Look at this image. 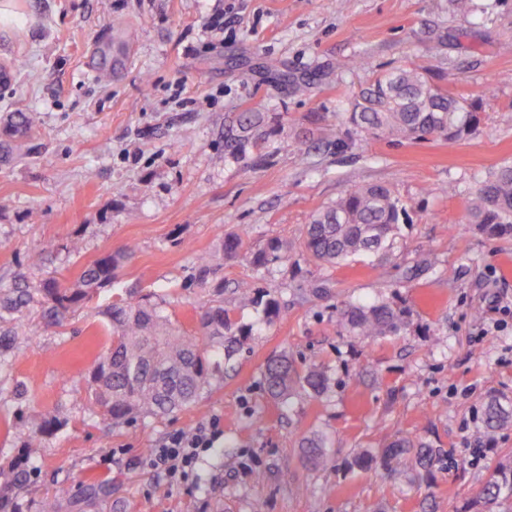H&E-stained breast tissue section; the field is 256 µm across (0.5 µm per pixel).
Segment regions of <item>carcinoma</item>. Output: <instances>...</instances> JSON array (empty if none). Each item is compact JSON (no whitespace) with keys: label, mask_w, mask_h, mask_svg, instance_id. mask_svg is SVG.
<instances>
[{"label":"carcinoma","mask_w":512,"mask_h":512,"mask_svg":"<svg viewBox=\"0 0 512 512\" xmlns=\"http://www.w3.org/2000/svg\"><path fill=\"white\" fill-rule=\"evenodd\" d=\"M478 99L452 96L422 72L398 67L378 72L361 88L347 120L367 135L398 140H423L436 135L454 145L469 135L480 122ZM260 117L242 112L224 128V152L242 154L253 142V130ZM406 208L389 183L355 185L336 201L315 211L306 225L303 252L321 265L334 266L357 256L373 253L382 257L394 245L400 217ZM469 223L493 239L512 237V161L505 160L485 178L475 182L470 192ZM291 245L274 238L267 246L250 254L249 262L266 268L288 258ZM135 253L123 245L85 266L74 288H63L47 280L36 290L24 287L25 275L14 276L13 286L0 290V368L10 365L15 333L23 310L32 303L59 324L81 303L112 285L117 271ZM335 287L329 278H317L300 287L301 297L323 296ZM236 294L242 302H257V287L250 280L238 282ZM199 335L180 330L162 307L151 299L136 303H114L107 312L112 328L106 353L89 367V395L114 425L134 422L147 416H166L186 407L201 408L203 395L211 385L220 362L229 359L249 330L232 319L224 299H208L197 311ZM409 324L403 306L384 299L370 303L348 301L336 308L340 332L362 338H376L399 332ZM266 393L287 405L303 394L321 396L330 385L323 367L312 364L297 368L286 354L268 360L263 371ZM482 424L493 435L512 427V409L490 398L483 410ZM47 427L40 425L24 432L25 448L35 458L43 447ZM409 443L398 440L378 455L380 465L395 471L402 465ZM302 456L312 468L322 466L329 439L313 430L300 441ZM24 473L4 475L6 491L0 494V512H15L13 492ZM512 501V467L494 469L479 496L484 512H505L501 505ZM112 502V482H93L83 496L70 503L74 512L85 507Z\"/></svg>","instance_id":"1"}]
</instances>
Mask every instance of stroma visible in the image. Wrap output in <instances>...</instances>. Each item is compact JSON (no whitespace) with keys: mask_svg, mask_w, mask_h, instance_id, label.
<instances>
[{"mask_svg":"<svg viewBox=\"0 0 512 512\" xmlns=\"http://www.w3.org/2000/svg\"><path fill=\"white\" fill-rule=\"evenodd\" d=\"M463 28L449 0H12L0 25V288L25 273L69 286L83 268L125 244L133 259L112 287L61 324L25 313L15 364L0 376V468L17 464L23 429L48 424L17 499L39 512L111 479L112 512H462L476 506L490 471L512 460V428L483 434L489 398L512 404V242L467 219L469 189L512 160V0H473ZM223 14V29L211 28ZM125 21L128 56L106 55L111 21ZM98 51L108 81L87 74ZM429 71L449 93L481 96L479 125L458 145L431 136L393 142L345 123L373 72ZM307 83L296 95L292 82ZM241 112L264 117L245 153L224 151V124ZM29 117L15 135V115ZM306 152H299V145ZM392 183L407 208L387 263L364 255L330 268L305 262L309 217L355 185ZM458 185L455 194L448 184ZM240 254L225 258V234ZM279 237L288 259L253 267L250 252ZM82 243L71 255V239ZM435 265L406 280L424 254ZM212 259L207 286L193 283L198 256ZM327 275L331 295L301 299L302 280ZM250 279L284 303L274 322L263 304L239 303ZM392 287H384V280ZM223 289L224 304L251 336L212 382L204 410L111 426L89 397L86 372L110 343L112 302L151 295L187 332L195 309ZM406 306L399 335L339 333L336 308L376 298ZM481 318L500 327L481 336ZM288 354L324 367L330 388L282 407L265 392L267 360ZM218 421L221 435L193 474L153 470L150 448ZM331 446L317 469L298 447L310 430ZM404 438L401 474L359 468L360 452ZM431 460L419 464V449Z\"/></svg>","mask_w":512,"mask_h":512,"instance_id":"1","label":"stroma"}]
</instances>
